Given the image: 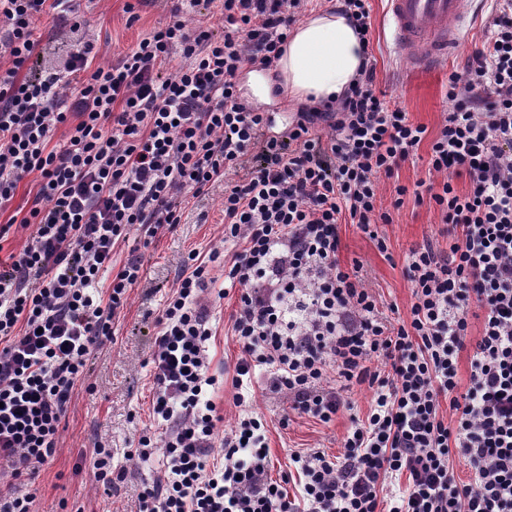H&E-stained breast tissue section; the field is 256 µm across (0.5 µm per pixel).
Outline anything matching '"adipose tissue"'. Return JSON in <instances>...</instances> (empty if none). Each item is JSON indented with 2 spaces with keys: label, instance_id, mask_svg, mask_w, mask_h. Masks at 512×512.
<instances>
[{
  "label": "adipose tissue",
  "instance_id": "1",
  "mask_svg": "<svg viewBox=\"0 0 512 512\" xmlns=\"http://www.w3.org/2000/svg\"><path fill=\"white\" fill-rule=\"evenodd\" d=\"M362 58L359 37L348 20L318 12L291 31L274 76L249 72L245 87L262 102L275 96L298 105L335 99L352 84Z\"/></svg>",
  "mask_w": 512,
  "mask_h": 512
}]
</instances>
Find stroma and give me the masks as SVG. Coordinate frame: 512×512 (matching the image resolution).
<instances>
[{
  "label": "stroma",
  "mask_w": 512,
  "mask_h": 512,
  "mask_svg": "<svg viewBox=\"0 0 512 512\" xmlns=\"http://www.w3.org/2000/svg\"><path fill=\"white\" fill-rule=\"evenodd\" d=\"M373 35L369 53L376 68L377 87L387 100L404 107L411 118L436 134L448 114V77L461 69L466 57L480 47L496 15V5L475 0V17L465 23L458 51L448 61L432 68L409 63L396 48L386 17L385 0H369ZM81 16L85 40L94 43L101 63L112 62L134 46L153 28L171 19V0H75ZM35 38L39 42L43 68L65 70L71 34L44 20ZM438 214L425 204L406 198L390 224L378 227L386 240V251H379L375 240L355 226L341 227L342 264L360 261L367 284L386 305L407 311L411 285L405 275V256L425 241L439 247L448 242L440 234ZM224 233V186L210 187L206 195L189 207L183 224L158 235L151 244L130 237L116 249L117 261L131 254L144 257V278L130 293L127 308L114 325L112 342L99 349L85 383L76 387L59 431L54 457L43 465L35 479L34 512H139L141 479L155 472V465L131 470L125 482L109 489L99 482L90 465L96 446L122 454L136 447L141 436L156 432L152 414L153 382L150 376L154 351V319L166 294L173 289L180 266L190 252L207 254ZM234 298L217 302L212 309L216 334L209 343L214 369L223 373V383L213 399L225 423H232L239 409L235 403L234 365L240 354L230 336V315ZM253 407L267 429L272 479L288 471L293 452L321 449L339 454L342 439L351 427L352 416L363 417L372 404L368 388H355L348 395L351 409L341 410L331 422L307 416L293 417L282 425L286 400L266 388L263 378L253 380Z\"/></svg>",
  "instance_id": "obj_1"
}]
</instances>
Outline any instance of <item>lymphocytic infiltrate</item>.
Listing matches in <instances>:
<instances>
[{
  "mask_svg": "<svg viewBox=\"0 0 512 512\" xmlns=\"http://www.w3.org/2000/svg\"><path fill=\"white\" fill-rule=\"evenodd\" d=\"M306 6L223 0V31L176 16L106 66H94L91 42L76 43L61 73L39 69L34 35L43 18L72 22V0H0L10 62L0 75V211L37 178L19 221L27 239L0 259V461L14 480L0 512H32L20 486L54 456L87 363L144 276L142 256L118 264L115 247L174 228L219 182L224 235L207 256L189 254L155 319L152 412L164 432L125 454L162 457L142 485V512H512V0H500L482 47L449 76L448 114L432 138L386 101L369 60L339 101L271 134L237 74L275 67ZM425 142L439 184L396 186L380 208L379 177ZM410 195L437 211L448 247L409 251L412 303L392 321L361 264L342 265L340 227L386 250L378 227ZM217 262L218 298L238 292L236 385L265 375L288 413L324 423L350 408L354 387L374 391L341 455L291 454L296 494L269 478L265 425L244 394L235 425L219 428L204 300ZM475 318L483 329L471 348ZM456 455L469 480L456 478Z\"/></svg>",
  "mask_w": 512,
  "mask_h": 512,
  "instance_id": "f902f5d3",
  "label": "lymphocytic infiltrate"
}]
</instances>
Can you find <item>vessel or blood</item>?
<instances>
[{"mask_svg":"<svg viewBox=\"0 0 512 512\" xmlns=\"http://www.w3.org/2000/svg\"><path fill=\"white\" fill-rule=\"evenodd\" d=\"M472 3L473 0H387L397 48L410 61L447 60L460 44V24Z\"/></svg>","mask_w":512,"mask_h":512,"instance_id":"obj_1","label":"vessel or blood"}]
</instances>
